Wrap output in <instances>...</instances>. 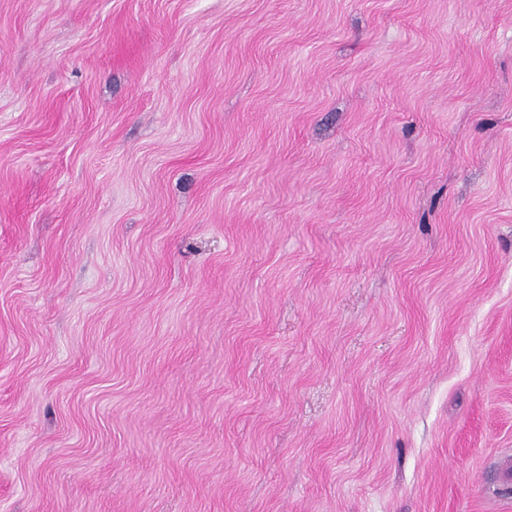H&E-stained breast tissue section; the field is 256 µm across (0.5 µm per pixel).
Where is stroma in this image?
<instances>
[{
	"mask_svg": "<svg viewBox=\"0 0 512 512\" xmlns=\"http://www.w3.org/2000/svg\"><path fill=\"white\" fill-rule=\"evenodd\" d=\"M512 0H0V512H512Z\"/></svg>",
	"mask_w": 512,
	"mask_h": 512,
	"instance_id": "35a3bbf8",
	"label": "stroma"
}]
</instances>
